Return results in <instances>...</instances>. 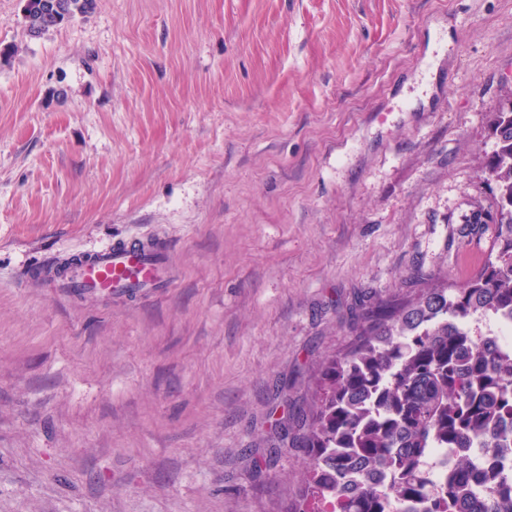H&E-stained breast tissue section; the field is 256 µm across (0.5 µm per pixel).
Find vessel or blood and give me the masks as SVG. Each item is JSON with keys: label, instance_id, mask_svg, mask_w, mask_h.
I'll list each match as a JSON object with an SVG mask.
<instances>
[{"label": "vessel or blood", "instance_id": "obj_1", "mask_svg": "<svg viewBox=\"0 0 512 512\" xmlns=\"http://www.w3.org/2000/svg\"><path fill=\"white\" fill-rule=\"evenodd\" d=\"M49 280L64 293L105 292L138 299L171 286V255L159 241L148 238L113 240L91 253L50 270Z\"/></svg>", "mask_w": 512, "mask_h": 512}]
</instances>
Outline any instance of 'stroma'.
Segmentation results:
<instances>
[{"label":"stroma","instance_id":"1","mask_svg":"<svg viewBox=\"0 0 512 512\" xmlns=\"http://www.w3.org/2000/svg\"><path fill=\"white\" fill-rule=\"evenodd\" d=\"M0 512H285L261 475L360 301L455 279L512 91V0H0ZM160 236L139 301L28 268ZM58 2L53 9L52 2ZM95 0H24V21L29 35L40 36L77 14L88 13Z\"/></svg>","mask_w":512,"mask_h":512}]
</instances>
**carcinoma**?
Returning a JSON list of instances; mask_svg holds the SVG:
<instances>
[{
    "label": "carcinoma",
    "instance_id": "obj_1",
    "mask_svg": "<svg viewBox=\"0 0 512 512\" xmlns=\"http://www.w3.org/2000/svg\"><path fill=\"white\" fill-rule=\"evenodd\" d=\"M94 2L24 0L27 31L40 36ZM489 137L494 149L475 178L495 187L467 219L494 225L485 259L451 281L418 271L410 295L361 308L354 338L323 360L292 417L304 480L289 512H512V476L470 507L488 485L492 457L480 450L512 440V357L466 331L479 317L512 316V93L492 113ZM437 444L468 451L439 484L422 464ZM376 467L389 468L386 483L369 482Z\"/></svg>",
    "mask_w": 512,
    "mask_h": 512
}]
</instances>
